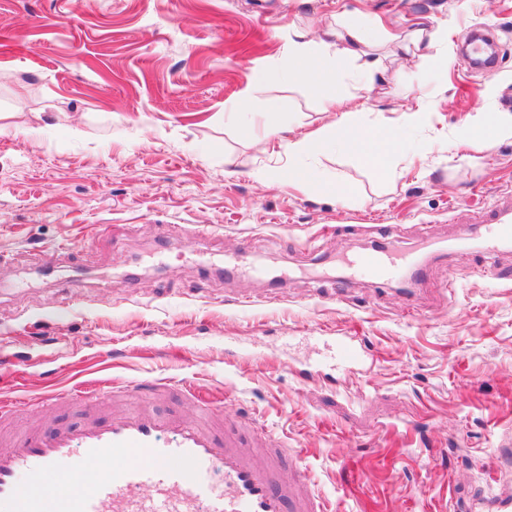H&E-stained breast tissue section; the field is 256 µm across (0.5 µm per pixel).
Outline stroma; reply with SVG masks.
Segmentation results:
<instances>
[{
  "instance_id": "35a3bbf8",
  "label": "stroma",
  "mask_w": 512,
  "mask_h": 512,
  "mask_svg": "<svg viewBox=\"0 0 512 512\" xmlns=\"http://www.w3.org/2000/svg\"><path fill=\"white\" fill-rule=\"evenodd\" d=\"M448 27L394 56L422 17ZM358 21L383 78L271 83L290 29L320 42ZM490 30L502 63L462 65ZM363 125L411 147L381 174L358 151L301 163L258 148L275 109L295 133ZM424 106L415 127L402 112ZM512 115V0H0V398L17 428L73 422L48 393L192 380L228 392L222 417H261L335 512H497L512 497V249L477 260L459 225L512 196V139L469 132ZM403 287L347 281L339 258L415 248ZM239 254L258 277L216 275ZM365 356L336 371L337 338Z\"/></svg>"
}]
</instances>
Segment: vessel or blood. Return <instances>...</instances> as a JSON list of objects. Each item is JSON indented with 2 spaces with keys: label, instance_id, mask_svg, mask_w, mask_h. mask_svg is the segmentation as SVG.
Segmentation results:
<instances>
[{
  "label": "vessel or blood",
  "instance_id": "1",
  "mask_svg": "<svg viewBox=\"0 0 512 512\" xmlns=\"http://www.w3.org/2000/svg\"><path fill=\"white\" fill-rule=\"evenodd\" d=\"M482 246L494 252L512 242V203L495 206L480 221ZM352 278L382 283L418 271L420 260L385 246L342 258ZM205 416L220 399L205 386L178 383ZM120 458L97 475L91 491L72 487L46 494L43 486L61 475L79 478L106 455ZM288 444L252 422L214 431L180 412L161 417L150 409L125 410L81 425L60 424L28 431L0 448V512H328L307 481L282 483ZM29 484H21V475Z\"/></svg>",
  "mask_w": 512,
  "mask_h": 512
}]
</instances>
